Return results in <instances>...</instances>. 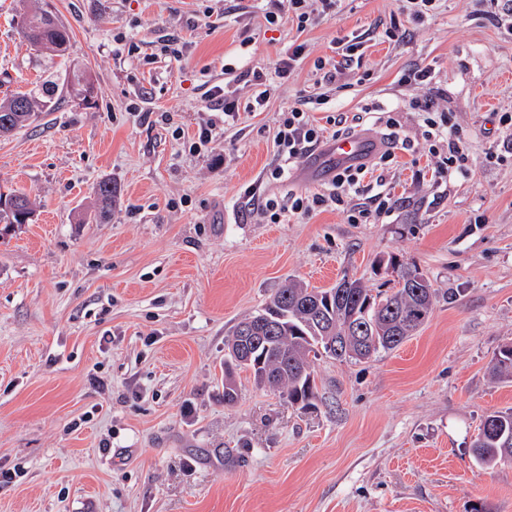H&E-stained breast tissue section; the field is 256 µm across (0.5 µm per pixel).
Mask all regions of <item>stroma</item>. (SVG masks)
<instances>
[{"mask_svg": "<svg viewBox=\"0 0 512 512\" xmlns=\"http://www.w3.org/2000/svg\"><path fill=\"white\" fill-rule=\"evenodd\" d=\"M45 4L69 29L65 57L19 33L24 8ZM494 10L441 0L416 21L401 0H340L301 32L285 13L269 25L261 0H0V98L63 86L58 109L0 137V193L35 204L0 236V472L13 474L0 512H512V466L468 453L484 416L512 407V382L489 371L512 343V31ZM356 36L359 64L321 82L315 60ZM296 40L307 57L265 111L223 124L212 88L247 99L240 72L273 71ZM415 67L430 85L400 84ZM73 69L91 101L64 87ZM320 94V126L399 109L413 146L385 173L390 211L349 223L358 197L270 223L243 190L322 188L305 159L287 182L267 177L283 109ZM415 97L453 112L468 175L432 180ZM210 121L214 142L192 150ZM106 179L120 188L111 218L81 223ZM392 257L439 292L420 333L363 362L313 358L310 409L245 373L225 405L240 319L292 278L389 290L377 262Z\"/></svg>", "mask_w": 512, "mask_h": 512, "instance_id": "obj_1", "label": "stroma"}]
</instances>
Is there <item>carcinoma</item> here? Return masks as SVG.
Segmentation results:
<instances>
[{"label":"carcinoma","instance_id":"obj_1","mask_svg":"<svg viewBox=\"0 0 512 512\" xmlns=\"http://www.w3.org/2000/svg\"><path fill=\"white\" fill-rule=\"evenodd\" d=\"M44 9L24 11L20 24L22 38L37 49L50 50L63 56L69 45V29L43 26ZM90 101L94 84L82 73H73L68 81ZM57 85L41 96L17 93L0 100V119L10 117L5 134L26 126L42 112L56 105L53 97ZM25 100L28 108L18 112L14 105ZM101 209L87 215L84 222L106 219L117 187L110 180L97 186ZM396 273L397 287L391 293H372L362 279L346 275L336 285L320 289L290 280L270 297L261 309L238 322L226 341V347L244 335L242 326L252 325L257 344L250 347L252 363L236 360L227 352L224 361V404L233 405L239 397L237 375L246 372L259 388L279 393L292 405L308 407L314 398L315 377L310 356L324 352L339 361L369 359L380 351L399 347L414 335L431 317L437 299L429 279L416 267L390 261ZM491 377L512 381V345L501 348L490 362ZM470 452L482 468L512 465V409L487 414L472 442Z\"/></svg>","mask_w":512,"mask_h":512}]
</instances>
